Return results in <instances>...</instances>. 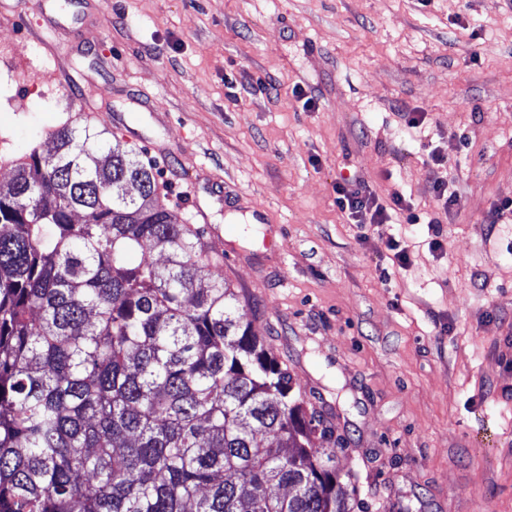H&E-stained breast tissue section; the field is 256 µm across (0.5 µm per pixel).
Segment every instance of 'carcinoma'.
Instances as JSON below:
<instances>
[{"instance_id": "cac0c4a2", "label": "carcinoma", "mask_w": 512, "mask_h": 512, "mask_svg": "<svg viewBox=\"0 0 512 512\" xmlns=\"http://www.w3.org/2000/svg\"><path fill=\"white\" fill-rule=\"evenodd\" d=\"M48 137L0 154V512H354L204 229L103 132Z\"/></svg>"}]
</instances>
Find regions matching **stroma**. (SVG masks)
Returning a JSON list of instances; mask_svg holds the SVG:
<instances>
[{
    "label": "stroma",
    "mask_w": 512,
    "mask_h": 512,
    "mask_svg": "<svg viewBox=\"0 0 512 512\" xmlns=\"http://www.w3.org/2000/svg\"><path fill=\"white\" fill-rule=\"evenodd\" d=\"M107 116L332 424L350 503L512 512V215L486 221L512 199V0H0V138L45 154ZM343 180L411 210L350 223ZM431 161L429 163L428 174L432 182L434 192L437 200L441 201V204L445 210L451 209L453 206L459 205V197L455 192L448 193V180L447 177L443 176L441 170L443 165V157L439 154L432 152Z\"/></svg>",
    "instance_id": "stroma-1"
}]
</instances>
